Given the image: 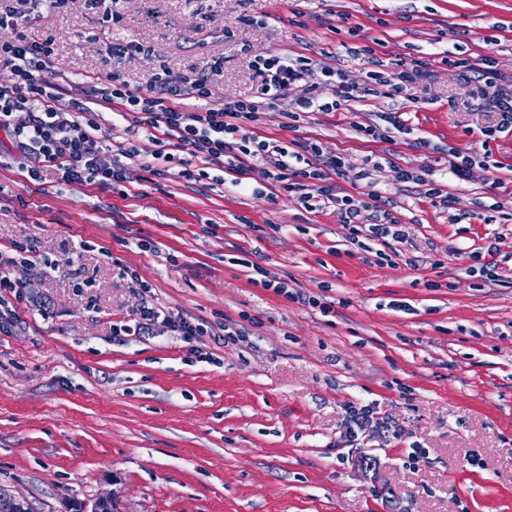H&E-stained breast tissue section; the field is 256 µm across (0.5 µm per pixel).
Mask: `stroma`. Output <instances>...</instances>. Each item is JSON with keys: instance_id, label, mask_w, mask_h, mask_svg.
Wrapping results in <instances>:
<instances>
[{"instance_id": "35a3bbf8", "label": "stroma", "mask_w": 512, "mask_h": 512, "mask_svg": "<svg viewBox=\"0 0 512 512\" xmlns=\"http://www.w3.org/2000/svg\"><path fill=\"white\" fill-rule=\"evenodd\" d=\"M19 32L53 39L68 79L109 70L145 92L204 76L215 104L254 95V55L312 59L310 85L322 63L361 82L350 50L371 45L385 72L419 64L424 105L391 141L352 123L403 107L397 95L294 130L288 95L257 129L347 154L336 186L356 197L359 169L383 163L374 189L405 237L364 249L333 209H303L258 169L237 186L174 163L118 193L33 181V158L1 166L0 262L17 288L0 330V488L32 512L108 493L117 512H512V132L485 137L495 116L455 66L487 55L512 84V0H66ZM116 35L142 52L114 57ZM91 117L111 164L130 123ZM452 148L473 159L465 180ZM424 166L448 206L395 173ZM253 262L299 300L252 283ZM145 303L206 335H114ZM362 407L378 423L348 436Z\"/></svg>"}]
</instances>
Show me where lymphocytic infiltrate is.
Instances as JSON below:
<instances>
[{"label": "lymphocytic infiltrate", "mask_w": 512, "mask_h": 512, "mask_svg": "<svg viewBox=\"0 0 512 512\" xmlns=\"http://www.w3.org/2000/svg\"><path fill=\"white\" fill-rule=\"evenodd\" d=\"M353 53L373 66L367 74L368 84L356 86L343 70L322 65L324 90L305 88L296 98L293 111L288 112L289 120L297 123L314 112L342 110L354 99L379 96L384 87L390 94L419 104L415 94L421 78L418 64L402 65L387 77L375 68L374 49L358 46ZM1 61L11 66L13 81L0 85V129L9 133L20 157L37 156L43 169L55 173L63 184L94 181L117 189L130 181L133 169L157 171L160 165L177 162L178 151L187 148L205 163L238 176L246 175L254 166H263L268 177L294 192L308 211L332 207L340 223L367 226L371 236H403L387 211H380L379 222L370 224L365 214L374 209L373 203L350 194L338 195L334 177L349 165L345 154L323 155L318 144L309 140L293 150L287 142L254 135L262 112L303 80L312 64L308 57L278 53L254 56L249 66L261 79L255 96L227 100L196 112L181 109L177 99L184 95L211 97L207 81L201 78L167 75L161 77L158 90L148 92L130 89L109 71L62 84L56 79L53 40L31 41L23 36L0 41ZM465 67L476 73V94L497 114V129H512V90L497 84L492 58L480 56L466 62ZM89 89L95 94L96 105L131 120L133 129L141 131L151 143V150L133 142L120 147L121 157L112 165L101 164L103 145L97 125L77 118L85 109L82 98ZM66 98L71 101L75 118H66L59 106ZM159 322L187 340L207 332L204 325L152 306L142 307L135 323L121 325L120 330L127 336H146Z\"/></svg>", "instance_id": "1"}]
</instances>
